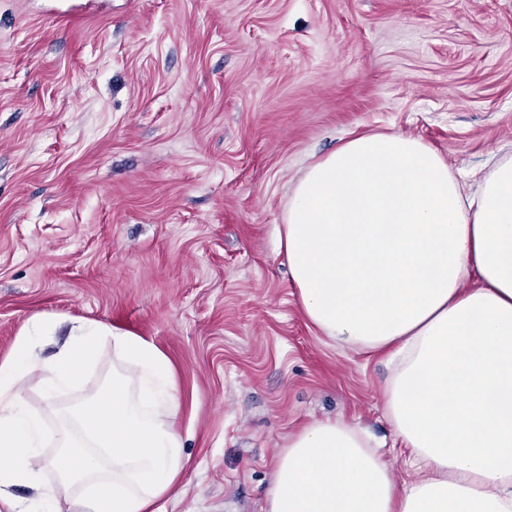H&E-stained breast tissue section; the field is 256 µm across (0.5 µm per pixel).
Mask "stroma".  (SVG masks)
Here are the masks:
<instances>
[{
  "instance_id": "35a3bbf8",
  "label": "stroma",
  "mask_w": 512,
  "mask_h": 512,
  "mask_svg": "<svg viewBox=\"0 0 512 512\" xmlns=\"http://www.w3.org/2000/svg\"><path fill=\"white\" fill-rule=\"evenodd\" d=\"M470 180L512 153V0H0V359L30 317L152 340L183 396L164 512H266L279 452L360 424L415 476L377 354L304 318L275 229L352 131Z\"/></svg>"
}]
</instances>
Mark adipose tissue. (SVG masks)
<instances>
[{
  "label": "adipose tissue",
  "instance_id": "1",
  "mask_svg": "<svg viewBox=\"0 0 512 512\" xmlns=\"http://www.w3.org/2000/svg\"><path fill=\"white\" fill-rule=\"evenodd\" d=\"M299 307L324 336L381 353L383 408L423 476L397 481L355 424L319 419L279 455L267 512H512V155L465 192L420 137L368 132L308 166L277 228ZM32 317L0 360L7 512H159L184 466L180 390L151 341L81 322L58 354ZM111 369L79 403L90 366ZM42 406L32 408L28 386ZM53 441L54 456L40 454ZM52 472L55 486L41 487ZM38 498L12 499L18 486Z\"/></svg>",
  "mask_w": 512,
  "mask_h": 512
}]
</instances>
